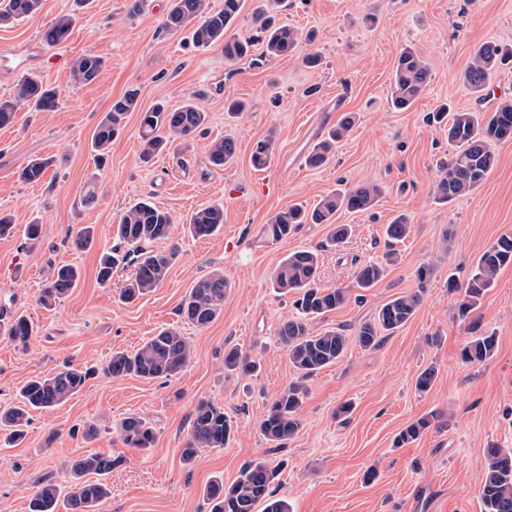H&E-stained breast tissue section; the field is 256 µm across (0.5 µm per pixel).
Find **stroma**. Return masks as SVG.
I'll use <instances>...</instances> for the list:
<instances>
[{
	"mask_svg": "<svg viewBox=\"0 0 512 512\" xmlns=\"http://www.w3.org/2000/svg\"><path fill=\"white\" fill-rule=\"evenodd\" d=\"M132 0H93L88 16L75 21L62 44L48 46L43 32L72 9V0H42L35 14L0 25V99L19 81L37 74L59 94L49 112L20 108L0 129V211L15 229L0 237V304L25 315L34 334L27 347L0 337V405L14 402L29 379L64 363L97 367L81 392L50 411H35L25 440L0 447V512H27L28 498L43 480L66 484L69 462L95 452L122 455L107 475L110 496L98 512H210L204 490L215 479L232 483L242 467L264 460L278 468L272 486L290 512H484L480 490L489 445L512 450V264L503 267L468 320L456 314L459 294L445 283H466L477 259L501 234L512 232V140L493 144L497 163L471 193L441 204L433 197L439 166L451 152L428 120L443 102L456 110L492 109L512 99V69L497 72L491 95L477 102L462 82L474 51L483 43L512 45V0H286L281 23L297 30L296 50L252 65L230 62L224 47H199L189 33L168 34L161 21L169 0H145L129 16ZM413 48L431 69L428 86L407 111L389 107L392 72L404 48ZM318 52L319 67L303 58ZM96 55L105 67L90 83L75 82L78 57ZM139 92V111L129 113L97 162L93 133L113 101ZM195 96L208 114L206 134L190 147H172L142 162V110L170 108ZM239 99V117L224 110ZM347 115L355 123L323 167L306 166L309 150ZM230 135L237 154L224 168L208 161L212 140ZM275 136L265 169H255L257 141ZM54 157L43 179L21 182L20 170L34 157ZM361 182L382 195L371 212L338 211L352 227L340 247L325 244L326 228L304 224L287 239L265 240L262 226L293 203L315 205L329 192ZM94 202H85L86 189ZM147 199L168 210L171 240L180 256L165 282L145 297L121 303L118 292L130 275L118 267L110 285L97 280L99 257L113 248V227L135 202ZM223 203L224 226L214 236L192 238L184 225L193 211ZM412 230L398 244V261L373 288L354 287L363 263L381 260L384 226L399 214ZM41 227L27 239L26 225ZM95 229L93 245L76 250L80 227ZM320 249L319 278L328 287L349 288L341 309L313 321L314 331L343 328L354 335L386 301L411 293L420 301L413 318L381 345L350 346L345 355L310 378L302 427L278 449L259 424L273 398L296 370L278 339L293 316V298L277 293L271 275L288 254ZM81 270L76 288L55 306L38 297L59 265ZM432 267L426 284L420 268ZM223 272L229 283L224 309L208 327L184 321L178 308L202 276ZM164 328L192 345L178 375L154 381L110 377L100 368L112 352L131 351ZM495 335L494 355L467 364L461 350L471 337ZM238 348L259 361L258 372H225L224 352ZM435 367L432 389L418 395L417 374ZM223 406L234 430L223 448L185 463L181 450L200 399ZM351 404L347 418L340 405ZM144 417L156 439L146 450L126 447L116 433L125 416ZM429 428L413 443L396 442L419 418ZM94 428L96 438L85 435Z\"/></svg>",
	"mask_w": 512,
	"mask_h": 512,
	"instance_id": "stroma-1",
	"label": "stroma"
}]
</instances>
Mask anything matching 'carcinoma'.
Segmentation results:
<instances>
[{
  "instance_id": "obj_1",
  "label": "carcinoma",
  "mask_w": 512,
  "mask_h": 512,
  "mask_svg": "<svg viewBox=\"0 0 512 512\" xmlns=\"http://www.w3.org/2000/svg\"><path fill=\"white\" fill-rule=\"evenodd\" d=\"M244 0H224V9L211 11L207 0H170L162 27L169 33H177L193 24L191 37L198 46L224 43V58L237 61L250 55L251 42L231 32L240 15ZM283 0H263L253 13V24L261 34L265 45L263 55L278 58L292 52L298 42L297 33L286 24L275 23L274 12ZM41 0H0V24H9L35 13ZM73 16L64 14L44 32L42 39L49 46L58 45L70 34ZM512 63V49L487 42L479 46L463 73V81L477 95L476 101L486 99V89L493 72L500 66ZM104 67L102 58L84 55L72 67L75 81L89 83L97 78ZM430 80L428 63L411 50L403 52L393 73L391 105L397 111L408 109ZM58 93L43 85L33 75L25 77L13 97L0 99V128L14 122L15 113L22 105H31L41 111H51L57 106ZM137 108V94L133 91L116 99L93 134V148L97 156H104L112 144V137L127 114ZM207 113L193 99H187L180 107L168 109L162 104L144 112L141 119V152L147 162L162 153L169 143L187 142L202 130ZM448 145L454 148L448 161L440 166L434 192L438 200L449 202L475 189L493 169L496 158L491 144L512 137V100H504L486 111L482 108L457 111L449 105L441 106L434 115ZM354 123V117H345L328 137L319 142L306 157L308 166L318 168L330 158L336 142L346 136ZM236 141L230 136L210 144L208 161L222 168L235 156ZM275 150V140L268 137L256 143L251 155L252 165L263 169ZM49 158L30 160L20 171L24 183H38L51 165ZM380 188L370 182L358 183L325 196L316 206L307 209L292 204L279 211L270 222L263 225V236L280 241L291 234L300 224H323L327 228V241L331 246L346 242L351 229L348 224L335 223L340 210L365 213L376 203ZM224 226V205L209 204L191 214L189 233L195 238L216 234ZM174 221L171 214L150 201L131 205L121 216L115 228L116 239L129 249L119 255L106 252L99 260L98 280L102 284L112 281V272L123 263L133 266V271L120 289V299L131 302L153 291L165 280L169 269L179 256L173 245L167 251H156L152 244L172 238ZM410 219L405 214L396 216L385 226L387 258L395 255L394 246L408 237ZM319 254L311 249L295 251L286 256L275 268L272 276L274 287L283 293H297L298 315L284 321L278 331L281 343L288 351L290 363L299 374L271 401L269 410L259 428L266 440L281 447L293 438L301 427V410L307 389L303 380L335 363L346 352L350 342L360 348L372 349L383 338L393 334L410 321L417 308L416 294L400 295L381 305L372 319L362 323L355 336L349 337L341 327L316 333L310 322L330 312L341 309L349 300V289L325 287L320 284ZM512 264V233L503 234L479 257L475 270L465 286L448 276L446 287L450 292H461L457 317L465 321L477 308L480 298L490 288L499 271ZM386 265L368 262L358 267L354 286L367 290L383 279ZM80 273L77 266L66 264L58 267L43 288L39 301L52 306L65 298L77 286ZM227 281L221 272L209 273L198 279L185 296L179 308L185 320L198 328H205L221 313ZM0 331L22 346L28 344L33 333L31 323L23 316L11 318L0 313ZM495 351V337L476 336L461 351L466 363H482ZM192 350L186 337L174 329H163L146 340L133 352L115 351L103 365L104 374L112 377L134 375L144 380L167 378L180 373L189 363ZM259 364L250 356L236 349L224 352V370L250 374ZM90 371L69 365L48 376L28 380L19 390L17 404L0 412V432L4 441L16 443L26 436V428L33 410H50L85 386ZM433 367L422 370L415 379V389L421 394L428 392L435 381ZM431 420L422 417L400 431L397 442L409 444L416 441L430 426ZM231 424L224 407L210 401H198L191 423L190 435L182 457L190 462L205 449L225 447L231 436ZM121 442L129 447L144 449L155 441L152 426L142 417L128 416L117 424ZM486 471L481 487V499L485 512H512V451L496 446L485 449ZM122 458L110 454L94 453L74 459L69 468V492L62 494L61 486L47 481L32 494L28 512H58L64 503L69 512H97L99 504L110 494L104 476L121 464ZM97 479L89 480L87 475ZM277 477V469L263 461L243 467L238 478L226 486L222 480L212 481L206 494L213 503L211 512H255V506L266 502L264 512H289L288 503L273 498L271 485Z\"/></svg>"
}]
</instances>
